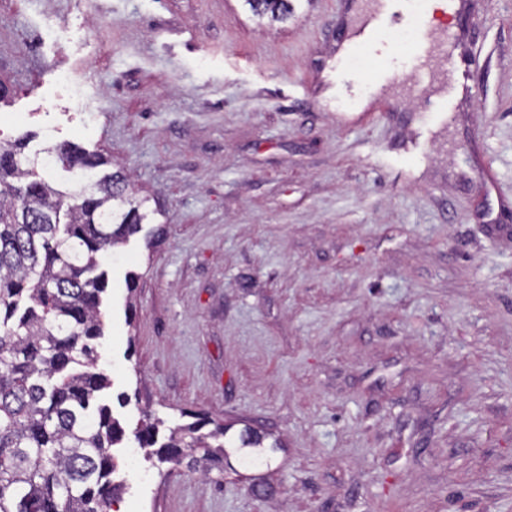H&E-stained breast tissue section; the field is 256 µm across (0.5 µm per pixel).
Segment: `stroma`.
Masks as SVG:
<instances>
[{
    "mask_svg": "<svg viewBox=\"0 0 512 512\" xmlns=\"http://www.w3.org/2000/svg\"><path fill=\"white\" fill-rule=\"evenodd\" d=\"M0 0V139L101 149L149 199L115 248L99 395L119 512H512V0L437 14L467 71L335 69L344 0ZM270 465L147 457L144 411ZM253 16L271 21L283 22L288 20L291 13V0H245ZM239 446L238 448H249L251 449L249 452V456L253 462H266L270 460L269 455L262 448H270V451H275L278 448L276 442L271 444L268 447L264 446V437L258 434L257 432H251L250 429L245 428L242 430L238 436Z\"/></svg>",
    "mask_w": 512,
    "mask_h": 512,
    "instance_id": "35a3bbf8",
    "label": "stroma"
}]
</instances>
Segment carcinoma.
I'll use <instances>...</instances> for the list:
<instances>
[{"mask_svg":"<svg viewBox=\"0 0 512 512\" xmlns=\"http://www.w3.org/2000/svg\"><path fill=\"white\" fill-rule=\"evenodd\" d=\"M253 16L288 20L292 0H245ZM0 141V512H113L124 492L113 448L126 432L95 396L109 385L93 341L104 336V257L141 230L149 199L100 152L68 143L29 159ZM213 429L201 435L208 424ZM164 420L133 431L156 445ZM221 422L196 417L152 452L160 464L224 470ZM254 462L264 437L238 436Z\"/></svg>","mask_w":512,"mask_h":512,"instance_id":"cac0c4a2","label":"carcinoma"}]
</instances>
